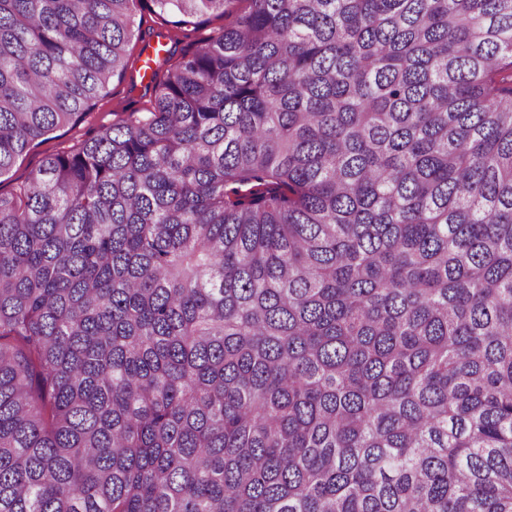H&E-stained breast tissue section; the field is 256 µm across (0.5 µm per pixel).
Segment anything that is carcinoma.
I'll use <instances>...</instances> for the list:
<instances>
[{"label":"carcinoma","mask_w":512,"mask_h":512,"mask_svg":"<svg viewBox=\"0 0 512 512\" xmlns=\"http://www.w3.org/2000/svg\"><path fill=\"white\" fill-rule=\"evenodd\" d=\"M236 0H0V176ZM0 196V512H512V0H242ZM235 20V13L226 14L225 16L210 15L201 20H194V23L189 24L184 28V33L188 34V37H183L180 33V43L177 45L176 54L173 58L175 62L183 53V50L193 49L197 43L207 39L211 33L224 25H229ZM140 65L141 62H137L135 67L128 69L123 77L113 78L108 87L107 96L88 111L90 113L80 124L74 127H62L48 135V139L36 140L26 154L19 158L11 171L0 177V195L11 196L20 184L28 181L36 173L46 157L69 152L101 126L112 124V121L118 118L115 115L117 113L112 112L113 110L118 111L124 118L144 115L150 103L148 96L141 97L143 88L138 73ZM133 83L137 88L131 92L130 87ZM123 110L125 112L121 113Z\"/></svg>","instance_id":"1"}]
</instances>
